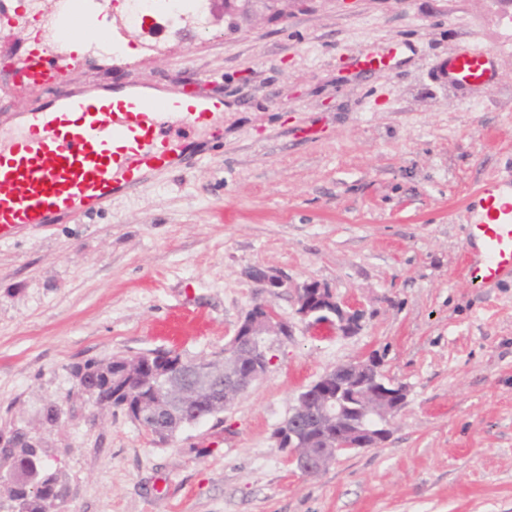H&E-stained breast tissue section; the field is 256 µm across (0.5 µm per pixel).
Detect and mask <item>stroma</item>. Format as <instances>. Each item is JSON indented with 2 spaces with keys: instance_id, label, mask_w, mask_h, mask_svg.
Wrapping results in <instances>:
<instances>
[{
  "instance_id": "stroma-1",
  "label": "stroma",
  "mask_w": 512,
  "mask_h": 512,
  "mask_svg": "<svg viewBox=\"0 0 512 512\" xmlns=\"http://www.w3.org/2000/svg\"><path fill=\"white\" fill-rule=\"evenodd\" d=\"M286 18L198 28L192 15L128 23L95 0L93 25L129 53L57 51L68 86L135 81L220 95L200 161L68 224L0 242V434L21 429L69 487L61 512H512V281L476 287L471 195L512 177V12L497 0H313ZM467 45L494 83L457 91L436 70ZM388 66L359 72L372 52ZM44 92L0 72V128ZM259 266L360 304L359 332L307 329L293 291ZM189 303L207 335L171 345L155 320ZM292 325L275 360L224 413L156 443L78 393L74 366L177 347L223 353L254 304ZM374 357L407 389L379 447L306 476L274 434L300 391ZM61 409L44 419L49 404ZM249 277L263 292H275L280 288H288V277L270 269L253 268Z\"/></svg>"
}]
</instances>
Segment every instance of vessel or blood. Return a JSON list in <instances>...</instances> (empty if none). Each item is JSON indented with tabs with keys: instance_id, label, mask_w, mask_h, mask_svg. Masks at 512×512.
Returning a JSON list of instances; mask_svg holds the SVG:
<instances>
[{
	"instance_id": "vessel-or-blood-1",
	"label": "vessel or blood",
	"mask_w": 512,
	"mask_h": 512,
	"mask_svg": "<svg viewBox=\"0 0 512 512\" xmlns=\"http://www.w3.org/2000/svg\"><path fill=\"white\" fill-rule=\"evenodd\" d=\"M29 88L46 92L38 109L20 113L16 129L0 131V241L43 224H64L111 206L150 179L194 163L192 144L172 148V126L193 131L211 125L224 101L185 91L142 94L129 83L125 95L106 89L84 95L67 88L50 52L32 45L18 66ZM449 85L464 91L496 75L491 50L466 46L440 63ZM480 218L467 233L473 282L512 277V180L485 183L474 197ZM174 340L205 335L209 323L187 304L153 325Z\"/></svg>"
}]
</instances>
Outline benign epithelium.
<instances>
[{
    "mask_svg": "<svg viewBox=\"0 0 512 512\" xmlns=\"http://www.w3.org/2000/svg\"><path fill=\"white\" fill-rule=\"evenodd\" d=\"M284 0H211V15L220 12L229 17L228 25L237 26L236 17L267 12L271 17L283 16L280 4ZM249 277L263 292H274L288 287V277L270 269L254 268ZM296 314L311 327L331 326L334 332H350L360 324L363 312L354 305L339 302L332 289L317 281L306 282L294 288ZM292 335V326L272 306L257 304L251 307L234 329L224 347V359L216 363L202 358L192 362L190 378H176L164 374L159 388L149 403V413L143 418L164 422L162 430L176 431L204 420L197 416L181 420V413L190 408L210 407L214 416L230 407L256 381L263 378L273 363L267 357L266 336ZM377 366L362 359L336 367L304 388L292 407L287 420L276 431L277 447L290 448L288 463L296 470L312 475L333 462L337 455L359 448L375 447L388 434L387 425L404 404L405 390L390 388L378 379ZM354 403L362 414H373L380 427L369 430L355 425L349 431L346 410ZM319 423L322 445L310 447L302 436L311 430V423Z\"/></svg>",
    "mask_w": 512,
    "mask_h": 512,
    "instance_id": "benign-epithelium-1",
    "label": "benign epithelium"
}]
</instances>
